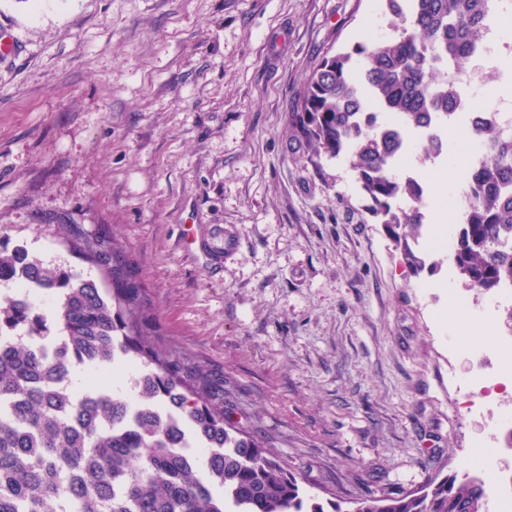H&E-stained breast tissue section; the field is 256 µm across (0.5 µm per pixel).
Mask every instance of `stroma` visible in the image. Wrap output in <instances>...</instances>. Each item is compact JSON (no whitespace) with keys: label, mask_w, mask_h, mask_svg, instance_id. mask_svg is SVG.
Returning <instances> with one entry per match:
<instances>
[{"label":"stroma","mask_w":512,"mask_h":512,"mask_svg":"<svg viewBox=\"0 0 512 512\" xmlns=\"http://www.w3.org/2000/svg\"><path fill=\"white\" fill-rule=\"evenodd\" d=\"M382 0H0V245L111 283L71 248L114 236L163 343L223 378L226 409L320 502L491 480L512 386L463 388L456 293L512 338V296L467 288L448 253L405 267L348 160L313 159L288 115L327 55L399 33ZM467 133L415 162L435 208ZM232 226L240 247L206 242ZM490 465H482V458Z\"/></svg>","instance_id":"1"}]
</instances>
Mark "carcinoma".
<instances>
[{"instance_id":"cac0c4a2","label":"carcinoma","mask_w":512,"mask_h":512,"mask_svg":"<svg viewBox=\"0 0 512 512\" xmlns=\"http://www.w3.org/2000/svg\"><path fill=\"white\" fill-rule=\"evenodd\" d=\"M490 0H384L405 18L393 37L322 59L292 112L298 147L349 160L367 210L401 248L428 223L425 188L401 174L409 137L448 116L461 98L448 70L473 62L492 17ZM387 114L381 124L378 118ZM483 153L462 169L447 205L461 213L452 261L465 285H512V130L471 126ZM417 159L447 150L428 136ZM74 248L106 269L112 291L0 249V280L57 298L41 312L23 292L0 301V512H343L315 501L278 453L228 422L224 381L174 356L157 338L151 304L122 248L105 237ZM138 361L135 398L99 386L75 389L77 366ZM350 512H488L484 481L434 477L420 490L363 493Z\"/></svg>"}]
</instances>
